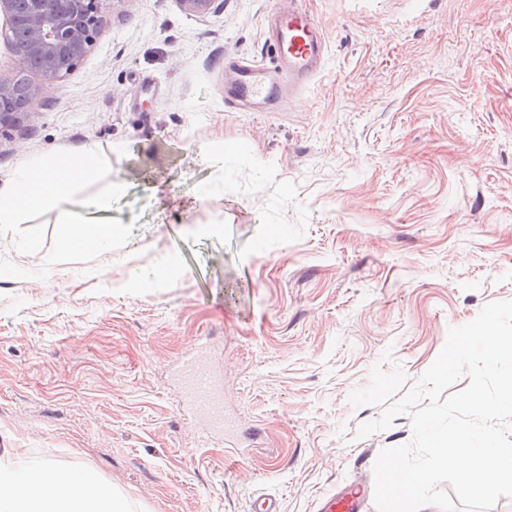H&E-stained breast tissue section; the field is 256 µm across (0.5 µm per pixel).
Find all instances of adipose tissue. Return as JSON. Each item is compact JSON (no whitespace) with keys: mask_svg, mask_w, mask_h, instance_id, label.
<instances>
[{"mask_svg":"<svg viewBox=\"0 0 512 512\" xmlns=\"http://www.w3.org/2000/svg\"><path fill=\"white\" fill-rule=\"evenodd\" d=\"M102 164L99 147L86 143L19 167L0 186V235L25 223L31 213L51 209L67 225L56 256L85 247L111 250L121 236L112 222V200L126 185L110 181L88 195L80 188ZM0 512H126V507L93 472L63 469L50 461L30 463L14 453L0 458Z\"/></svg>","mask_w":512,"mask_h":512,"instance_id":"1","label":"adipose tissue"}]
</instances>
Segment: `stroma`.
<instances>
[{"instance_id":"1","label":"stroma","mask_w":512,"mask_h":512,"mask_svg":"<svg viewBox=\"0 0 512 512\" xmlns=\"http://www.w3.org/2000/svg\"><path fill=\"white\" fill-rule=\"evenodd\" d=\"M273 0H115L79 67L0 133V185L85 142L126 182L112 251L44 267L64 227L0 238V452L92 470L132 512H316L373 481L449 327L512 300V0H301L328 50L270 108L229 107L234 62L275 71ZM223 142V195L198 201ZM162 155L177 208L149 188ZM164 267L143 287L132 271ZM197 341L256 440L201 445L174 363Z\"/></svg>"}]
</instances>
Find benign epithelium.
<instances>
[{
  "instance_id": "1",
  "label": "benign epithelium",
  "mask_w": 512,
  "mask_h": 512,
  "mask_svg": "<svg viewBox=\"0 0 512 512\" xmlns=\"http://www.w3.org/2000/svg\"><path fill=\"white\" fill-rule=\"evenodd\" d=\"M105 0H0L4 38L18 43L14 53L25 80L0 79V130L30 114L41 86L73 72L104 24ZM184 11L207 13L216 0H177Z\"/></svg>"
}]
</instances>
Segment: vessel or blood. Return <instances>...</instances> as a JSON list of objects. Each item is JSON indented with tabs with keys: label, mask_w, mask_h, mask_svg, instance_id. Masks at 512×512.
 Wrapping results in <instances>:
<instances>
[{
	"label": "vessel or blood",
	"mask_w": 512,
	"mask_h": 512,
	"mask_svg": "<svg viewBox=\"0 0 512 512\" xmlns=\"http://www.w3.org/2000/svg\"><path fill=\"white\" fill-rule=\"evenodd\" d=\"M298 2L290 0L286 10L273 12V35L269 45L289 74L307 77L314 73L317 63L326 54L327 41L319 20L299 7ZM272 95L273 88L265 83L260 69L249 65L243 67L226 100L236 104L260 96L268 99ZM174 375L182 393L183 409L204 422L202 441L223 436L224 383L206 349L197 346L185 353L176 364ZM366 495L365 485L345 488L327 496L320 512H361Z\"/></svg>",
	"instance_id": "obj_1"
}]
</instances>
